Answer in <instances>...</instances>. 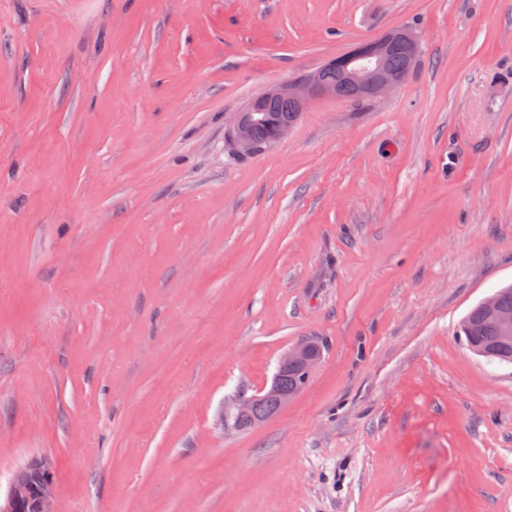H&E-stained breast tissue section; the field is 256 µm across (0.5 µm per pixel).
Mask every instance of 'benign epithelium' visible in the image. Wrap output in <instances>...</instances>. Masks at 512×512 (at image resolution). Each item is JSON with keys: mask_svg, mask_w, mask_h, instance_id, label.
I'll use <instances>...</instances> for the list:
<instances>
[{"mask_svg": "<svg viewBox=\"0 0 512 512\" xmlns=\"http://www.w3.org/2000/svg\"><path fill=\"white\" fill-rule=\"evenodd\" d=\"M401 43L406 47V65L403 69H393L388 64V57L393 46ZM420 37L410 28H402L386 33L381 38L364 44L351 51L341 59L343 65V84L325 81L323 69L319 68L305 77L272 86L252 99L246 111L258 110L265 101L275 97H285L303 112L312 100L319 97L339 98L342 86H348L355 96L362 99H376L397 88L420 55ZM229 141L240 155L246 156L256 152V142L248 124L240 120L229 132ZM482 306L494 320L502 338L512 340V311L498 306L496 295L486 297ZM320 356L308 352L304 342L292 346L279 363L277 375L270 387L262 394L242 400L237 404L234 415L241 417L253 405L260 401L273 400L278 406H285L293 395L280 389L279 374L294 366H300L306 374H311Z\"/></svg>", "mask_w": 512, "mask_h": 512, "instance_id": "1", "label": "benign epithelium"}]
</instances>
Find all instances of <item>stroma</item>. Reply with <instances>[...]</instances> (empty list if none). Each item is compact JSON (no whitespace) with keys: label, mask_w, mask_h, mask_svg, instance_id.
I'll return each mask as SVG.
<instances>
[{"label":"stroma","mask_w":512,"mask_h":512,"mask_svg":"<svg viewBox=\"0 0 512 512\" xmlns=\"http://www.w3.org/2000/svg\"><path fill=\"white\" fill-rule=\"evenodd\" d=\"M403 27L395 91L234 152ZM508 285L512 0H0V505L38 464L50 512H512V364L459 334ZM396 43L405 45L406 53L401 46L393 48ZM420 48V37L412 29L402 28L390 31L342 58L339 62L343 65V78L341 68L336 63L324 64L326 79L336 84L325 81L323 68H319L301 79L268 88L253 98L238 117L248 112L254 113L252 131L258 143L257 151H260L275 141L274 133L278 127L276 140L284 138L291 130L292 125L282 124L290 122L294 117L295 112H291L293 105L290 101L295 105L296 112H304L311 101L316 98H339L342 95V85L338 83L342 79L344 85L354 93L345 89L343 98L376 99L401 84L417 62ZM388 57L389 64L395 68H402L406 58L405 67L401 70L391 68L388 64ZM275 97H286L287 99ZM264 102L261 112H253L258 110ZM254 138L248 124L243 120L236 121L229 132V141L236 152L243 156L256 152L257 146ZM320 356L309 354L307 347L303 341L298 342L294 346H292L288 353L282 358L279 363L278 370L276 375L273 378V381L270 387L260 395L252 396L248 399L242 400L237 404L235 408V412L233 413L237 418L246 414L253 405L257 402L265 401V400H274L277 405L282 408L285 406L294 396L288 392H285L280 389L278 379L282 372L287 371L288 368L294 366H301L304 371H306V375L311 374L314 366L320 360ZM233 414L231 415V426L239 429V430H247L252 428L248 423L234 419Z\"/></svg>","instance_id":"35a3bbf8"}]
</instances>
